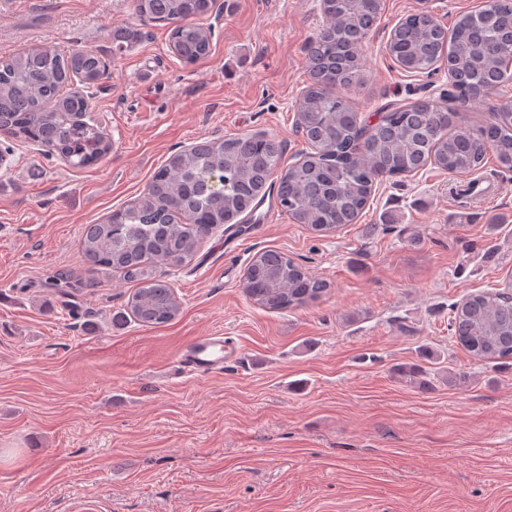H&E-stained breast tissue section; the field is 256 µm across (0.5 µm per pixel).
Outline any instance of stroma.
Returning a JSON list of instances; mask_svg holds the SVG:
<instances>
[{
  "label": "stroma",
  "instance_id": "35a3bbf8",
  "mask_svg": "<svg viewBox=\"0 0 512 512\" xmlns=\"http://www.w3.org/2000/svg\"><path fill=\"white\" fill-rule=\"evenodd\" d=\"M482 0H384L360 52L363 117L420 98L447 101L446 67L403 72L394 26L426 10L452 26ZM200 24L211 53L183 64L170 26L133 0H0V57L94 50L111 58L88 112L111 153L82 169L0 135V512H512V358L457 345L453 308L512 279V172L487 159L497 194L459 219L456 176L428 166L377 181L358 223L329 233L263 203L267 222L217 228L194 259L158 266L181 303L140 325L135 283L82 276L85 225L137 199L162 162L204 138L261 134L284 164L308 145L296 115L321 0H217ZM136 31L121 55L112 33ZM328 282L320 299L271 311L244 291L264 250ZM238 350L223 374L178 367L193 338ZM419 366L425 384L397 370Z\"/></svg>",
  "mask_w": 512,
  "mask_h": 512
}]
</instances>
